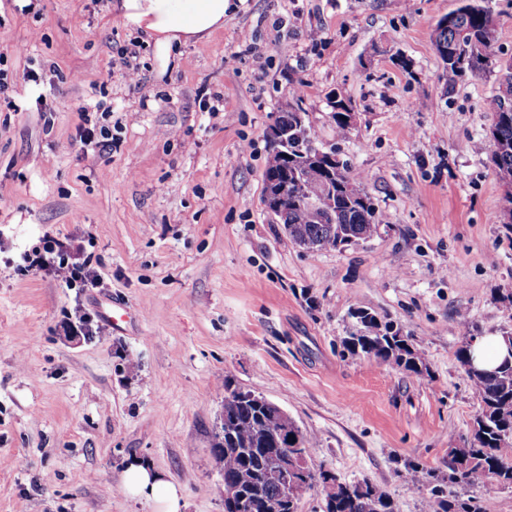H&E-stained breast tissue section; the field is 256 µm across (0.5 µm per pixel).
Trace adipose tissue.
Listing matches in <instances>:
<instances>
[{
    "label": "adipose tissue",
    "instance_id": "adipose-tissue-1",
    "mask_svg": "<svg viewBox=\"0 0 512 512\" xmlns=\"http://www.w3.org/2000/svg\"><path fill=\"white\" fill-rule=\"evenodd\" d=\"M229 0H121L120 14L126 25L143 31L153 40L162 60L179 48L202 40L223 27ZM122 488L132 496L151 498L158 512H179L182 493L178 486L160 478L141 462L129 464Z\"/></svg>",
    "mask_w": 512,
    "mask_h": 512
}]
</instances>
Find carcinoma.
Listing matches in <instances>:
<instances>
[{
	"label": "carcinoma",
	"instance_id": "carcinoma-1",
	"mask_svg": "<svg viewBox=\"0 0 512 512\" xmlns=\"http://www.w3.org/2000/svg\"><path fill=\"white\" fill-rule=\"evenodd\" d=\"M462 6L446 15L448 25L437 23L433 33L435 50L454 76L481 72L499 73V87L489 103L494 121L485 141L491 151L496 178L506 189L505 202L512 205V58L496 52L497 27L491 12L478 0H461ZM333 118L339 134L348 128L345 102H333ZM300 108L288 105L275 122L288 126L292 158L272 151L265 177L288 172V191L281 202L280 221L288 239L308 250L339 249L371 238L378 229V215L368 193L357 184L343 162L336 166H308L313 183L331 180L336 206L311 212L305 183L294 178L305 163L315 138L311 127L301 126ZM355 323L343 338L344 351L352 357L374 360L402 368L423 379L429 375L412 338L390 322L382 323L367 310L352 314ZM466 336L457 351L461 363L471 357L470 340L478 327L468 318L460 321ZM472 387L480 402L472 432L462 446L448 455L446 471L437 473L418 463H407L402 477L407 484L430 487L425 512H481L476 498L454 494L459 483L478 486L492 478L512 487V362L502 361L493 371L471 374ZM232 376H224V387L232 399L224 403V435L213 444V457L224 478V512H299L300 503L316 489L324 493L322 512H395L388 492L368 480L349 483L335 472L311 466L316 447L314 437L288 422V448L281 447L277 429L285 423L281 409L250 390L231 388ZM288 476L284 488L274 472Z\"/></svg>",
	"mask_w": 512,
	"mask_h": 512
}]
</instances>
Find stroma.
Segmentation results:
<instances>
[{
	"instance_id": "35a3bbf8",
	"label": "stroma",
	"mask_w": 512,
	"mask_h": 512,
	"mask_svg": "<svg viewBox=\"0 0 512 512\" xmlns=\"http://www.w3.org/2000/svg\"><path fill=\"white\" fill-rule=\"evenodd\" d=\"M114 2L0 0V512H156L119 489L134 460L181 487V512H224L228 375L315 437L314 466L424 512L404 464L443 467L480 409L460 319L512 332L505 189L474 150L498 79L448 74L433 45L460 0H231L166 66ZM293 102L361 176L369 240L307 252L267 213V131ZM86 117L113 138L101 154ZM48 236L101 287L20 266ZM358 308L410 333L428 377L342 355ZM81 314L93 335H71Z\"/></svg>"
}]
</instances>
